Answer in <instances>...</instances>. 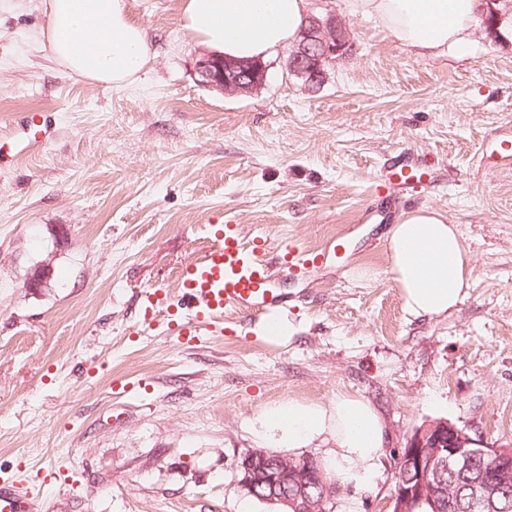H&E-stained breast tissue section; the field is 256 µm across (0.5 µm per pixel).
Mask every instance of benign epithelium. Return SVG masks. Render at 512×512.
Wrapping results in <instances>:
<instances>
[{"mask_svg":"<svg viewBox=\"0 0 512 512\" xmlns=\"http://www.w3.org/2000/svg\"><path fill=\"white\" fill-rule=\"evenodd\" d=\"M352 47L351 32L336 15L312 16L289 54L287 67L306 82L319 84L327 67L347 57ZM197 71L202 83L211 89L248 94L263 83L267 65L260 61L230 63L206 56L197 61ZM259 461L268 468L255 471ZM452 466L462 473H477L465 497L466 512H503L502 499L512 491V446L479 447L465 429L445 420L416 428L398 452L397 467L406 474L416 473V477L397 478L393 512H414L423 505L432 512H441L445 504L450 510L455 508V496L443 478ZM238 469L246 483L251 482V472H256L257 480L266 485V501L285 503L291 512H326V499L314 500L306 494L310 485L323 483L322 476L312 477L308 460L255 449L242 457Z\"/></svg>","mask_w":512,"mask_h":512,"instance_id":"benign-epithelium-1","label":"benign epithelium"}]
</instances>
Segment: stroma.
<instances>
[{
	"mask_svg": "<svg viewBox=\"0 0 512 512\" xmlns=\"http://www.w3.org/2000/svg\"><path fill=\"white\" fill-rule=\"evenodd\" d=\"M0 16V479L45 487L52 512H275L239 484L270 407L345 394L383 415L372 487L326 512H392L395 459L433 420L512 445V168L484 156L512 127V42L475 30L461 55L415 56L345 17L354 50L306 86L287 52L246 95L204 86L182 0H126L155 56L108 88L63 71L37 38L41 0ZM44 136L27 150L22 122ZM442 168L431 191L375 209L399 152ZM430 207L458 225L471 285L416 319L388 272L387 231ZM314 248L346 235L313 284L278 273L289 335L233 317L191 344L143 326L135 295L175 288L211 222ZM40 287H29L35 273ZM130 384L135 398L117 395ZM68 467L66 482L48 467Z\"/></svg>",
	"mask_w": 512,
	"mask_h": 512,
	"instance_id": "stroma-1",
	"label": "stroma"
}]
</instances>
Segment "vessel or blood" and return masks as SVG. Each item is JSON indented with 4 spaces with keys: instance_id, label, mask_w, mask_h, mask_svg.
<instances>
[{
    "instance_id": "b4317fda",
    "label": "vessel or blood",
    "mask_w": 512,
    "mask_h": 512,
    "mask_svg": "<svg viewBox=\"0 0 512 512\" xmlns=\"http://www.w3.org/2000/svg\"><path fill=\"white\" fill-rule=\"evenodd\" d=\"M437 180L435 171L422 160L409 157L387 171L384 181L402 192L427 191ZM336 238L313 250H301L268 237L243 236L239 224L225 220L209 233V243L190 257L178 274V292L165 288L141 290L138 302L145 312L175 321L179 335L187 340L208 332L223 331L232 315L254 312L265 317L279 314L286 306L284 294L274 286L279 271L304 281L329 254L343 248ZM42 494L19 481L0 483V512H44Z\"/></svg>"
}]
</instances>
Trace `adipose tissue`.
<instances>
[{
  "mask_svg": "<svg viewBox=\"0 0 512 512\" xmlns=\"http://www.w3.org/2000/svg\"><path fill=\"white\" fill-rule=\"evenodd\" d=\"M351 17L372 20L402 47L438 58L472 40L480 0H341ZM312 0H182L183 29L212 54L266 60L296 44ZM40 38L68 73L107 86L133 82L154 55L146 28L125 0H43ZM389 263L405 311L416 318L448 315L464 298L473 271L457 225L420 208L388 231ZM278 447L328 443L325 465L345 483L366 487L379 475L385 423L368 401L339 396L327 406L291 400L270 408L258 432Z\"/></svg>",
  "mask_w": 512,
  "mask_h": 512,
  "instance_id": "ef3b65f1",
  "label": "adipose tissue"
}]
</instances>
